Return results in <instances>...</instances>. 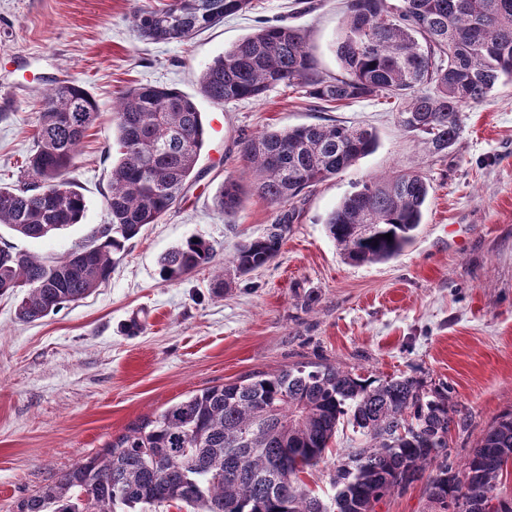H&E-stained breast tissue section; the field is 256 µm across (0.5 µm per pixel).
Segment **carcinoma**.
Wrapping results in <instances>:
<instances>
[{
  "label": "carcinoma",
  "mask_w": 512,
  "mask_h": 512,
  "mask_svg": "<svg viewBox=\"0 0 512 512\" xmlns=\"http://www.w3.org/2000/svg\"><path fill=\"white\" fill-rule=\"evenodd\" d=\"M251 2L144 5L132 27L142 40L181 42ZM336 56L343 73L327 79L316 71L300 29L266 26L205 67L200 90L217 105L258 99L280 85L336 105L407 97L400 125L440 155L459 138L463 111L500 82H512V0H348ZM113 112L118 158L106 197L108 223L61 258L0 248V295L18 297L23 322L76 303L107 281L114 257L176 205L195 171L204 125L188 95L139 84ZM98 118L97 103L74 81H58L43 93L25 179L0 185V224L38 241L80 223L86 202L67 175ZM239 145L251 190L284 205L372 153L377 135L359 125L304 124L264 130ZM429 189L421 170L365 181L327 215L326 232L353 263L387 261L413 239ZM244 194L242 180L226 178L215 197L218 210L236 213ZM294 216L288 210L265 235L241 241L229 260L233 271L246 275L274 260ZM387 233L392 240L383 238ZM213 260V247L190 237L162 257L160 275L176 282ZM344 420L359 438L333 463L336 493L328 505L306 489L301 474L324 461ZM460 425L442 383L296 363L203 388L138 420L21 498L17 512H148L171 502L190 512H375L383 498L423 479L434 512H460L462 500L475 505L500 497L502 463L512 459V409L457 464L448 433ZM234 457L241 472L231 477Z\"/></svg>",
  "instance_id": "carcinoma-1"
}]
</instances>
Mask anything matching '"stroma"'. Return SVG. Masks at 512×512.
I'll return each mask as SVG.
<instances>
[{
	"instance_id": "obj_1",
	"label": "stroma",
	"mask_w": 512,
	"mask_h": 512,
	"mask_svg": "<svg viewBox=\"0 0 512 512\" xmlns=\"http://www.w3.org/2000/svg\"><path fill=\"white\" fill-rule=\"evenodd\" d=\"M147 2L0 0V183L22 175L53 81L82 85L101 112L70 174L86 202L81 223L39 241L1 226L0 245L60 257L106 223L117 150L112 105L129 86L180 90L205 126L198 175L181 201L127 242L93 293L31 323L17 318L14 297L0 296V512H14L17 500L139 419L197 390L298 362L447 384L467 419L448 440L452 458L463 461L481 431L512 408V82L464 110L458 141L438 157L401 128L399 99L319 108L279 86L218 106L200 94L209 63L271 24L300 28L316 70L341 74L336 38L346 0H253L249 11L182 43L135 36L131 17ZM351 123L376 131V150L295 200L298 218L272 262L217 288L215 269L281 213L251 195L234 215L217 209L224 179L244 170L240 139ZM415 167L432 189L413 243L387 262L345 260L326 215L358 184ZM192 236L213 246L212 266L163 281L161 256ZM351 435L338 431L324 463L302 476L321 498L334 493L331 463Z\"/></svg>"
}]
</instances>
